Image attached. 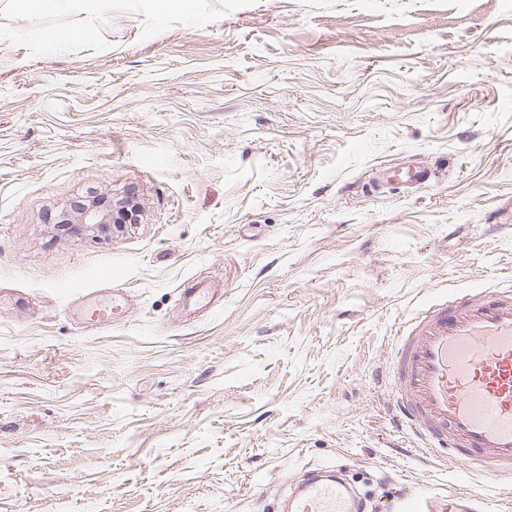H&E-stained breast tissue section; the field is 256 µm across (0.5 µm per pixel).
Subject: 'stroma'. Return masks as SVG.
I'll use <instances>...</instances> for the list:
<instances>
[{
	"instance_id": "obj_1",
	"label": "stroma",
	"mask_w": 512,
	"mask_h": 512,
	"mask_svg": "<svg viewBox=\"0 0 512 512\" xmlns=\"http://www.w3.org/2000/svg\"><path fill=\"white\" fill-rule=\"evenodd\" d=\"M89 193L140 223L48 224ZM474 286L512 288V0H0V512H278L321 467L512 512L388 411L402 324ZM22 4L27 13L40 17L47 13L81 10L85 15L94 16L105 8L111 0H13ZM93 36L94 30L90 26L80 29L46 30L43 33V39L49 47H55L72 39H91Z\"/></svg>"
}]
</instances>
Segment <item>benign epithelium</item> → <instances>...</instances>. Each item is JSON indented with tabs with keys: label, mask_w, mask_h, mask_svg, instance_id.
Here are the masks:
<instances>
[{
	"label": "benign epithelium",
	"mask_w": 512,
	"mask_h": 512,
	"mask_svg": "<svg viewBox=\"0 0 512 512\" xmlns=\"http://www.w3.org/2000/svg\"><path fill=\"white\" fill-rule=\"evenodd\" d=\"M139 210L130 198L116 204L109 197H93L72 208L59 211L58 223L66 224L73 232H104L112 224H136Z\"/></svg>",
	"instance_id": "benign-epithelium-1"
}]
</instances>
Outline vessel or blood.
Segmentation results:
<instances>
[{"mask_svg":"<svg viewBox=\"0 0 512 512\" xmlns=\"http://www.w3.org/2000/svg\"><path fill=\"white\" fill-rule=\"evenodd\" d=\"M388 383L390 411L404 428L449 457L512 472V290L476 288L428 305L398 338ZM340 477L311 473L288 512H364ZM389 512H487L477 494L449 493L445 505L414 496Z\"/></svg>","mask_w":512,"mask_h":512,"instance_id":"vessel-or-blood-1","label":"vessel or blood"}]
</instances>
